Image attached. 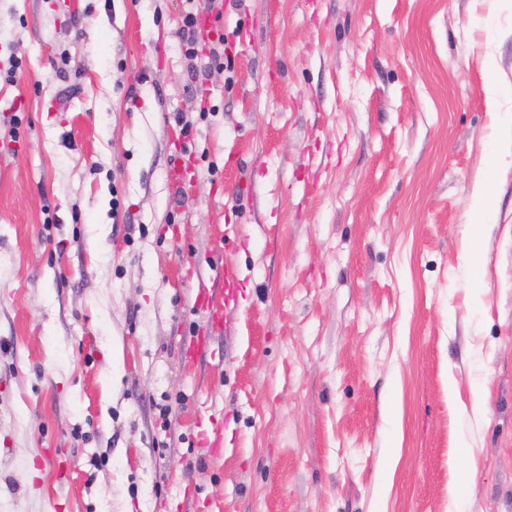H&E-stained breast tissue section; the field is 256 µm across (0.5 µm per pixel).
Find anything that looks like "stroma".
Wrapping results in <instances>:
<instances>
[{"label":"stroma","mask_w":512,"mask_h":512,"mask_svg":"<svg viewBox=\"0 0 512 512\" xmlns=\"http://www.w3.org/2000/svg\"><path fill=\"white\" fill-rule=\"evenodd\" d=\"M220 7L0 0V512H512V11ZM474 224L470 225L462 237L461 259L467 267L479 269L485 263L483 252L477 246L483 221L494 209L495 199L487 181L479 182L473 187Z\"/></svg>","instance_id":"obj_1"}]
</instances>
